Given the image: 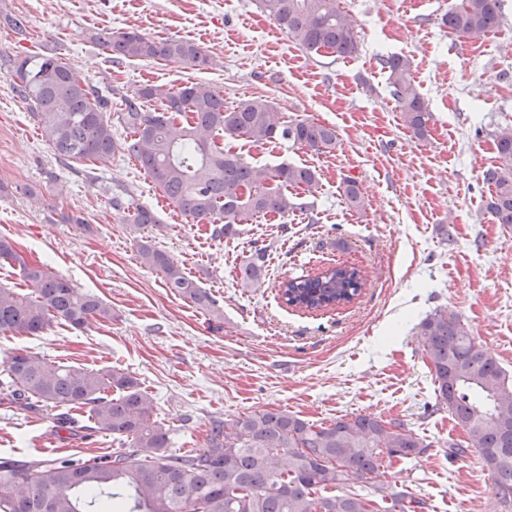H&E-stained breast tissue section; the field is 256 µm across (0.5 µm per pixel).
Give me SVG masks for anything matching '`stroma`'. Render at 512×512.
Wrapping results in <instances>:
<instances>
[{
	"label": "stroma",
	"mask_w": 512,
	"mask_h": 512,
	"mask_svg": "<svg viewBox=\"0 0 512 512\" xmlns=\"http://www.w3.org/2000/svg\"><path fill=\"white\" fill-rule=\"evenodd\" d=\"M453 0H341L358 51L339 58L291 42L256 0H0V55H55L112 99L113 111L146 84H208L226 105L263 97L286 119L335 127L325 153L282 143L225 145L260 165L286 161L316 171L303 210L261 216L216 239L169 204L133 159L109 166L57 158L29 103L0 70V236L112 309L83 331L52 324L40 335L0 333V363L15 352L88 369L130 373L171 429V448L203 447L210 418L285 410L315 424L370 414L398 419L426 443L416 457L385 461L375 480L407 486L426 512H503L477 454L453 457L463 432L435 405L432 373L417 336L426 314H458L512 374V226L486 209L483 173L496 166L495 133L512 125V0L498 29L471 42L441 29ZM25 21L23 30L8 26ZM135 28L152 39L182 38L210 57L114 62L100 35ZM408 56L432 118L427 138L405 128L381 59ZM357 180L364 210L348 207ZM151 208L144 233L214 298L220 317L174 295L145 266L132 230L110 201ZM84 225L68 223L69 215ZM265 248L266 280L243 290L237 267ZM359 267L360 296L327 312L286 307L279 282L327 264ZM55 409L0 404V456L90 458L117 447L75 411L77 433L57 427Z\"/></svg>",
	"instance_id": "stroma-1"
}]
</instances>
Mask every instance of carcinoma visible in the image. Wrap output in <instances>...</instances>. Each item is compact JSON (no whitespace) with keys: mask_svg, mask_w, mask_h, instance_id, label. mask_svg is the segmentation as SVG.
<instances>
[{"mask_svg":"<svg viewBox=\"0 0 512 512\" xmlns=\"http://www.w3.org/2000/svg\"><path fill=\"white\" fill-rule=\"evenodd\" d=\"M258 7L297 46L338 57L357 51V34L339 0H257ZM501 0H456L440 18L458 37L480 39L501 22ZM102 42L112 59L178 60L200 69L209 57L180 39L154 40L135 30L107 32ZM15 91L31 103L42 137L62 160L105 165L118 152L135 158L164 196L198 224L212 225L215 238L269 213L282 217L305 204L291 188L312 186L316 171L281 163L246 161L221 145L228 136L252 143L288 141L314 152L336 144V130L307 120H286L268 100L235 107L209 85L178 89L147 84L125 100L117 121L112 101L79 78L60 58H8ZM391 95L415 137L428 135L431 114L411 77L410 60L382 58ZM158 106L152 107L150 103ZM500 164L484 173L492 187L487 203L495 223L512 224V127L494 138ZM343 195L356 211L365 207L357 181ZM127 223H158L154 212L112 199ZM141 258L162 273L167 288L198 308L221 316L216 302L165 251L138 242ZM0 261L19 268L31 287L25 294L0 288V333L37 336L54 322L82 331L92 319H112V308L45 265L26 260L0 237ZM266 250H251L239 265L240 285L262 284ZM364 286L349 265L324 267L279 285L281 301L307 313L353 302ZM417 335L431 366L436 406L462 428L464 439L448 443L449 454L474 451L488 468L497 498L512 506V378L475 339L456 314L436 308ZM0 379V404L41 403L63 408L56 422L70 430L73 410L88 409L95 428L120 440L116 451L90 459L23 461L0 457V512H422L424 501L408 487L372 481L384 458L408 459L426 445L399 420L371 415L310 423L286 410H261L209 421L205 446L171 451L170 428L151 418L152 400L137 379L121 370H88L39 356L11 355Z\"/></svg>","mask_w":512,"mask_h":512,"instance_id":"obj_1","label":"carcinoma"}]
</instances>
